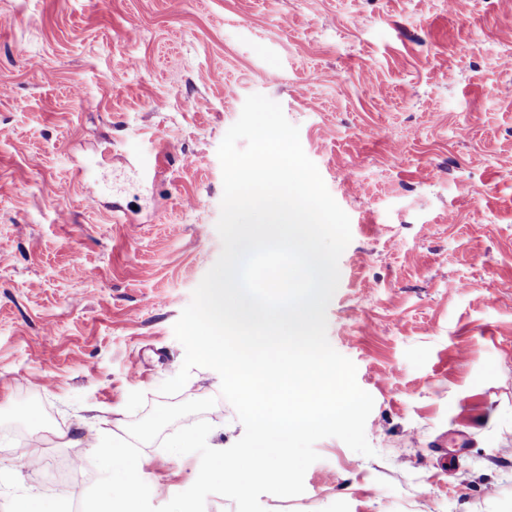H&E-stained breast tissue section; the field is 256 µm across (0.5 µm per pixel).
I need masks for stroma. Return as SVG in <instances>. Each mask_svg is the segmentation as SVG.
<instances>
[{
    "instance_id": "35a3bbf8",
    "label": "stroma",
    "mask_w": 512,
    "mask_h": 512,
    "mask_svg": "<svg viewBox=\"0 0 512 512\" xmlns=\"http://www.w3.org/2000/svg\"><path fill=\"white\" fill-rule=\"evenodd\" d=\"M509 56L512 0H0V512H79L100 436L163 403L222 251L217 149L256 93L350 218L327 337L375 451L322 439L304 492L262 506L512 512ZM220 385L197 368L176 396L215 398L212 447L244 433ZM34 439L82 458L66 484L9 457ZM140 462L157 507L200 467L156 442Z\"/></svg>"
}]
</instances>
